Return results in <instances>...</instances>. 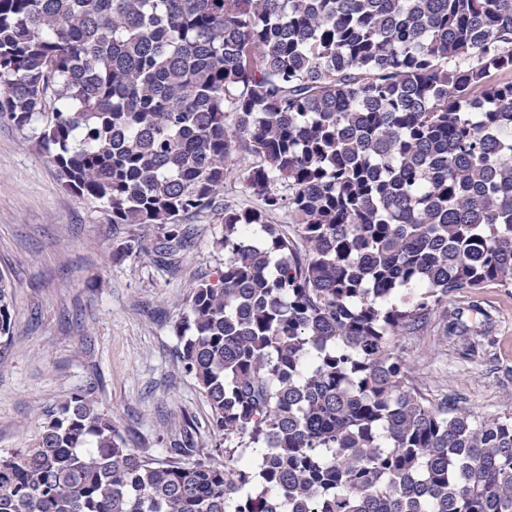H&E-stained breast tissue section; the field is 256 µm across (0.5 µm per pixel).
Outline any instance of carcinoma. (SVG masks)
Wrapping results in <instances>:
<instances>
[{"label": "carcinoma", "mask_w": 512, "mask_h": 512, "mask_svg": "<svg viewBox=\"0 0 512 512\" xmlns=\"http://www.w3.org/2000/svg\"><path fill=\"white\" fill-rule=\"evenodd\" d=\"M0 117L113 225L164 229L116 261L224 212L174 331L228 442L140 454L75 393L0 453V512H512V412L393 346L436 320L485 354L472 298L512 289V0H0Z\"/></svg>", "instance_id": "cac0c4a2"}]
</instances>
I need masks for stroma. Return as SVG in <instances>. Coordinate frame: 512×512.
<instances>
[{
    "label": "stroma",
    "mask_w": 512,
    "mask_h": 512,
    "mask_svg": "<svg viewBox=\"0 0 512 512\" xmlns=\"http://www.w3.org/2000/svg\"><path fill=\"white\" fill-rule=\"evenodd\" d=\"M221 215L197 224L174 268L152 254L116 261L122 240L103 206L64 190L30 132L0 120V277L10 286L12 337L0 346V450L28 447L45 410L89 392L127 445L164 458L184 422L217 454L224 439L176 356L173 327L199 274L218 281ZM495 325L490 357L438 347L435 328L393 344L417 382L464 393L474 411H506L512 395V292L482 289Z\"/></svg>",
    "instance_id": "35a3bbf8"
}]
</instances>
